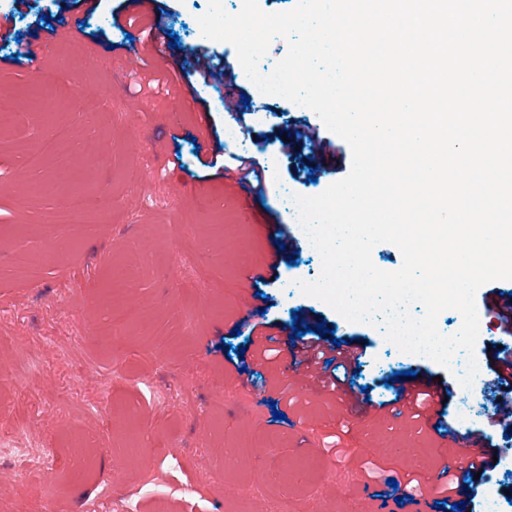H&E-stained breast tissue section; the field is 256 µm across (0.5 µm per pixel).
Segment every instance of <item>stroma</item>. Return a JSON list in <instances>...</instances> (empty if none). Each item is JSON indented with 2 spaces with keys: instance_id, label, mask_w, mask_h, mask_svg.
<instances>
[{
  "instance_id": "1",
  "label": "stroma",
  "mask_w": 512,
  "mask_h": 512,
  "mask_svg": "<svg viewBox=\"0 0 512 512\" xmlns=\"http://www.w3.org/2000/svg\"><path fill=\"white\" fill-rule=\"evenodd\" d=\"M52 0H30L15 28L37 62L13 63L20 45L0 35V96L23 99L41 64L73 71L52 119L29 109L24 125L0 130V435L23 426L33 443L55 451L53 471L36 461L0 464V512H342L337 488L366 492L373 512H456L434 503L398 505L391 489L365 478L379 462L397 478L434 479L440 459L433 430L406 418L365 414L351 400L312 385L291 387L285 368L296 345L292 317L325 324L361 353L355 386L374 400L395 399L394 372L439 377L447 389L438 414L456 425V376L432 360L392 348L383 326L350 324L324 302L287 291L285 278L316 280L320 258L297 238L283 193L313 196L347 174L334 166L317 183L268 139L282 112L320 117L284 98L262 100L231 146L224 128V86L189 77L188 52L206 46L239 73L234 46L204 37L197 22L208 0H160L164 30L177 46L124 63L130 29L126 0L78 7L71 28L50 18ZM80 95L78 108L65 107ZM139 105L129 113V105ZM205 129H198L199 114ZM41 151L30 162L33 151ZM273 165L277 192H258L259 221L241 223L237 188L224 177L237 156ZM67 168L99 186L116 205L103 224L51 225L69 192L54 176ZM149 179H142V172ZM294 239V262L280 260L274 283L253 287L242 257L268 255L282 236ZM194 244V266L177 252ZM259 296L278 356L252 379L258 341L240 299ZM484 322L474 348L482 380L473 390L482 431L501 457L478 486L467 512H484L490 490H512V428L494 407L503 390L488 346L499 340ZM284 420L274 419V412ZM341 435L345 455L331 452Z\"/></svg>"
}]
</instances>
